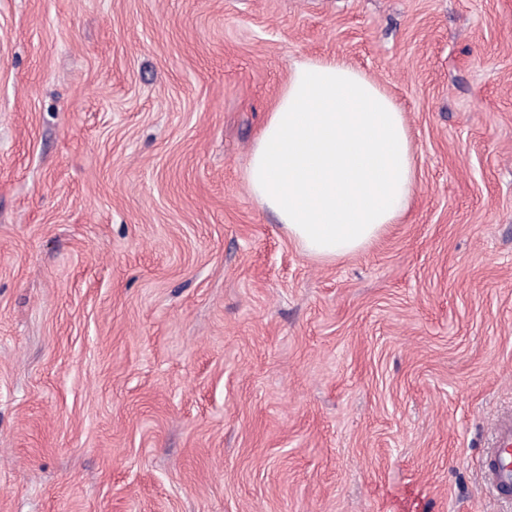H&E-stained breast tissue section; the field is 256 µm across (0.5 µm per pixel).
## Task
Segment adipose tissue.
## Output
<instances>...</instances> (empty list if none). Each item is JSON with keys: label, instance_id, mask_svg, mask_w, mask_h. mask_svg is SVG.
Wrapping results in <instances>:
<instances>
[{"label": "adipose tissue", "instance_id": "adipose-tissue-1", "mask_svg": "<svg viewBox=\"0 0 512 512\" xmlns=\"http://www.w3.org/2000/svg\"><path fill=\"white\" fill-rule=\"evenodd\" d=\"M247 184L309 257L359 252L404 213L416 185L404 114L344 60L297 63L253 147Z\"/></svg>", "mask_w": 512, "mask_h": 512}]
</instances>
